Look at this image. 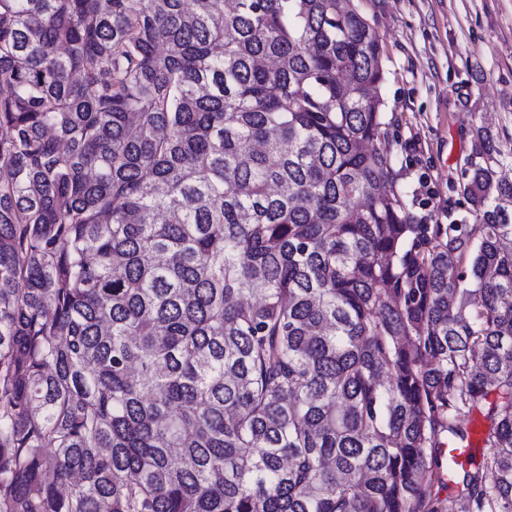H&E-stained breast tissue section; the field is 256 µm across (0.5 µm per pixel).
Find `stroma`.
I'll use <instances>...</instances> for the list:
<instances>
[{
    "mask_svg": "<svg viewBox=\"0 0 512 512\" xmlns=\"http://www.w3.org/2000/svg\"><path fill=\"white\" fill-rule=\"evenodd\" d=\"M383 40L382 141L408 210L466 217L459 189L476 126L512 151V0H364Z\"/></svg>",
    "mask_w": 512,
    "mask_h": 512,
    "instance_id": "obj_1",
    "label": "stroma"
}]
</instances>
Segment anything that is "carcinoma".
<instances>
[{
    "instance_id": "1",
    "label": "carcinoma",
    "mask_w": 512,
    "mask_h": 512,
    "mask_svg": "<svg viewBox=\"0 0 512 512\" xmlns=\"http://www.w3.org/2000/svg\"><path fill=\"white\" fill-rule=\"evenodd\" d=\"M361 0H0V512H512V180L419 223ZM497 400V395L494 390H492L485 400H483L477 407L473 408L469 412L466 411L462 419L468 425V428L471 431V434L467 440V442L463 443V445H467L469 442L473 445L471 453H473V458L476 459L477 462L481 460L482 448L484 446V439L488 434V431L491 427V420L488 418V409L490 404Z\"/></svg>"
}]
</instances>
